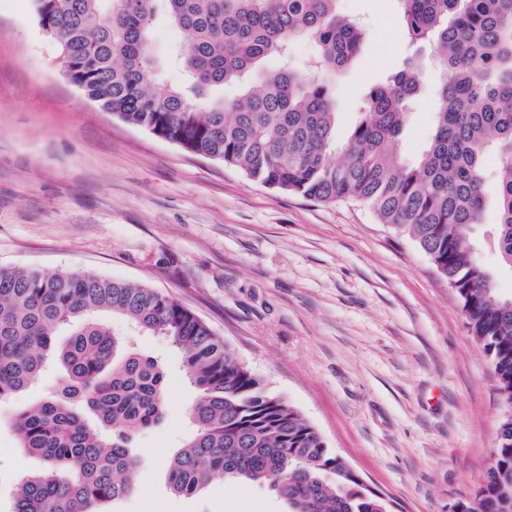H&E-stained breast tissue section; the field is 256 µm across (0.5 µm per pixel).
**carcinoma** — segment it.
Segmentation results:
<instances>
[{"instance_id":"obj_1","label":"carcinoma","mask_w":512,"mask_h":512,"mask_svg":"<svg viewBox=\"0 0 512 512\" xmlns=\"http://www.w3.org/2000/svg\"><path fill=\"white\" fill-rule=\"evenodd\" d=\"M340 0H34L43 33L67 60V78L125 122L266 187L322 202L355 201L408 235L452 282L472 335L512 407V296L478 262L487 159L494 156L497 219L490 241L512 269V0H398L404 35L427 44L436 71L433 127L421 154L395 151L421 93L420 67L375 87L348 138L336 143L329 78L349 67L364 30ZM179 32L167 62L198 88L158 87L154 25ZM309 41V65L244 79L269 57ZM238 87L233 98L205 99ZM166 337L183 352L196 397L190 438L167 464L190 495L219 476L267 487L288 512H391L296 407L271 392L192 311L145 285L93 274L0 269V400L55 361L58 391L17 410L6 426L44 468L24 475L9 512H103L133 494L136 433L165 414L167 374L99 319ZM71 327L62 346L54 336ZM512 502V414L499 428L486 481L459 512H503Z\"/></svg>"}]
</instances>
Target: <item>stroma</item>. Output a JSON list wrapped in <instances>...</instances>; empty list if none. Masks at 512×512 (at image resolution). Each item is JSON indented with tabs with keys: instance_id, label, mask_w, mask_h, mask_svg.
I'll return each instance as SVG.
<instances>
[{
	"instance_id": "35a3bbf8",
	"label": "stroma",
	"mask_w": 512,
	"mask_h": 512,
	"mask_svg": "<svg viewBox=\"0 0 512 512\" xmlns=\"http://www.w3.org/2000/svg\"><path fill=\"white\" fill-rule=\"evenodd\" d=\"M366 37L333 83L344 141L369 92L410 51L397 0H341ZM434 82L399 144L423 148ZM140 283L205 321L382 494L394 512H452L484 484L508 408L456 294L408 237L356 202L268 188L123 122L64 75L32 0H0V269ZM167 368L168 407L138 433L137 492L107 512H287L268 489L216 478L171 490L195 397L183 356L136 338ZM0 430V512L41 468Z\"/></svg>"
}]
</instances>
